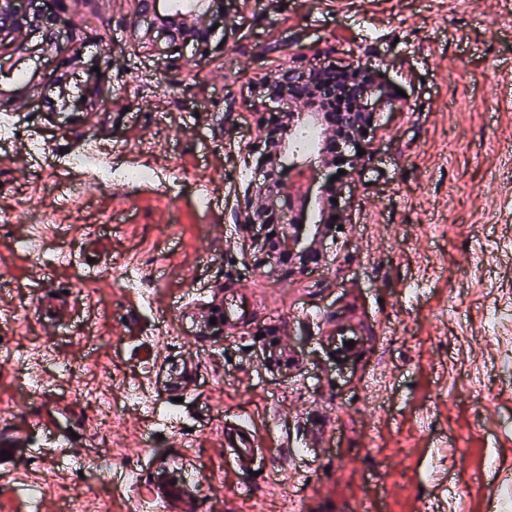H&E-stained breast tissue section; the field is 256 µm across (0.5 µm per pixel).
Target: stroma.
I'll use <instances>...</instances> for the list:
<instances>
[{"label":"stroma","instance_id":"35a3bbf8","mask_svg":"<svg viewBox=\"0 0 512 512\" xmlns=\"http://www.w3.org/2000/svg\"><path fill=\"white\" fill-rule=\"evenodd\" d=\"M223 2L208 50L175 53L133 32L137 0H69V85L34 33L0 76V512L31 487L42 512H486L512 472V0ZM296 58L395 94L302 269L236 222ZM91 145L160 178L96 185L68 164ZM334 334L336 336L332 337L331 343L334 346L336 353L340 355L351 356L359 348V335L357 332H355L354 329L348 326L339 325L336 327V331ZM350 340H353L354 346H345V342H348Z\"/></svg>","mask_w":512,"mask_h":512}]
</instances>
